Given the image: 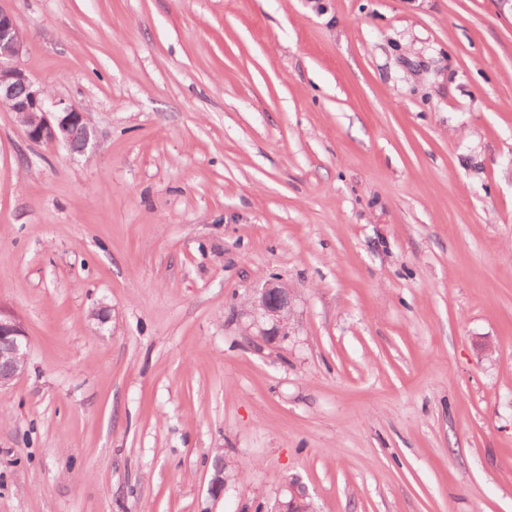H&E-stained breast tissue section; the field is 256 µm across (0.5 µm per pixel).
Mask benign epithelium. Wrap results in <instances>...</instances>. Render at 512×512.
Wrapping results in <instances>:
<instances>
[{
  "mask_svg": "<svg viewBox=\"0 0 512 512\" xmlns=\"http://www.w3.org/2000/svg\"><path fill=\"white\" fill-rule=\"evenodd\" d=\"M24 49L23 36L12 12L0 5V108L15 114L25 128L27 138L36 143L68 145L74 129L83 131L84 147L91 144L93 132L85 113L77 106L51 112L46 107V93L36 86L30 75L19 65ZM251 312L270 325L263 330L269 340L287 336L292 295L278 279L249 301ZM29 338L20 319L13 311L0 306V388L9 385L24 370Z\"/></svg>",
  "mask_w": 512,
  "mask_h": 512,
  "instance_id": "obj_1",
  "label": "benign epithelium"
}]
</instances>
